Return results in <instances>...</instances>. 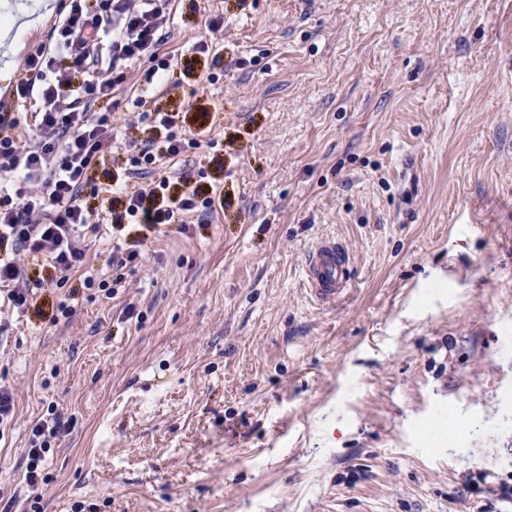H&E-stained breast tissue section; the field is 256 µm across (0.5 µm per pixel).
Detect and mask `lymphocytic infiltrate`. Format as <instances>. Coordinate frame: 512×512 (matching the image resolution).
<instances>
[{"mask_svg":"<svg viewBox=\"0 0 512 512\" xmlns=\"http://www.w3.org/2000/svg\"><path fill=\"white\" fill-rule=\"evenodd\" d=\"M168 5L169 0H69L54 28L57 53L39 46L25 54L14 94L38 99L40 109L27 136L18 133L10 113H0V306L41 314L36 292L49 281L66 290L57 311L70 313L78 291L67 283L85 264L86 230L106 224L117 240L109 260L111 277L99 282L104 288L123 282L124 269L139 260L149 232L185 224L188 215H206L222 203L217 186L196 185L187 173L174 181L161 177L146 188L130 187L108 173L104 190L112 204L105 210L92 207L85 193L122 130L142 126L153 132L150 140L128 141L134 168L155 167L200 146L197 138L178 133L177 113L154 109L123 119L115 115L114 90L131 79L144 57L158 53ZM103 45L112 64L90 68L91 50ZM83 100L102 104V111L77 109ZM33 269L47 272V279L31 278ZM71 426L53 410L34 422L26 450L28 486L45 482L42 463Z\"/></svg>","mask_w":512,"mask_h":512,"instance_id":"lymphocytic-infiltrate-1","label":"lymphocytic infiltrate"}]
</instances>
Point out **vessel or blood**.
<instances>
[{
    "mask_svg": "<svg viewBox=\"0 0 512 512\" xmlns=\"http://www.w3.org/2000/svg\"><path fill=\"white\" fill-rule=\"evenodd\" d=\"M304 284L321 305H333L345 294L355 278V264L349 249L333 238L318 241L303 262Z\"/></svg>",
    "mask_w": 512,
    "mask_h": 512,
    "instance_id": "vessel-or-blood-1",
    "label": "vessel or blood"
}]
</instances>
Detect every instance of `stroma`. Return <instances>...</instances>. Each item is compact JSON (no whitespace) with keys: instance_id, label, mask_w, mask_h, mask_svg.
Masks as SVG:
<instances>
[{"instance_id":"stroma-1","label":"stroma","mask_w":512,"mask_h":512,"mask_svg":"<svg viewBox=\"0 0 512 512\" xmlns=\"http://www.w3.org/2000/svg\"><path fill=\"white\" fill-rule=\"evenodd\" d=\"M47 2L19 53L54 47ZM169 9L166 82L146 58L114 95L178 113L202 145L167 174L225 205L149 234L113 297L83 285L104 230L71 315H0V484L41 512H483L465 478H512V0ZM324 237L356 265L329 307L302 270ZM51 405L74 426L34 489ZM48 411V416L35 421L30 429L28 448H26L25 474V481L30 487H36L46 481L42 466L46 454L55 447V444L59 445L73 424L71 419L64 420L60 413L52 409Z\"/></svg>"}]
</instances>
